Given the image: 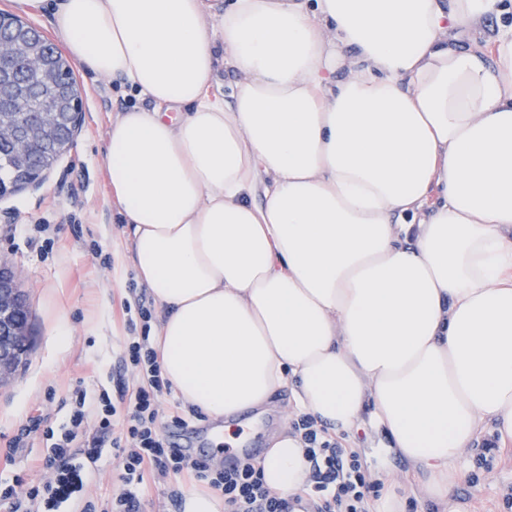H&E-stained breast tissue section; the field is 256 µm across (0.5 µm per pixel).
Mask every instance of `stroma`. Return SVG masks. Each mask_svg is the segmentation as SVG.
Listing matches in <instances>:
<instances>
[{
    "mask_svg": "<svg viewBox=\"0 0 512 512\" xmlns=\"http://www.w3.org/2000/svg\"><path fill=\"white\" fill-rule=\"evenodd\" d=\"M83 97L82 127L71 149L60 156L35 187L0 197V261L18 275L29 309L27 351L14 376L0 384V446L27 424L48 413L64 420L58 401L77 379L111 385L124 325L117 310L122 298L143 292L129 263L125 226L111 193L103 156L106 133L117 112L144 107L134 90L83 66L74 68ZM39 224L47 233L36 232ZM52 252L41 255L44 237ZM110 256L102 265L93 247ZM54 389L57 399L45 398ZM295 411L290 390L278 391L258 416L243 412L258 448H266ZM360 460L384 493L398 495L406 512H506L499 497L512 484V462L489 461L476 471L479 446L466 449L463 471L447 500L430 499L422 472L406 461L383 455L384 438L368 424L350 434Z\"/></svg>",
    "mask_w": 512,
    "mask_h": 512,
    "instance_id": "stroma-1",
    "label": "stroma"
}]
</instances>
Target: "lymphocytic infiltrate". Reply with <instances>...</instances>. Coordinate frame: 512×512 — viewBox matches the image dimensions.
Returning <instances> with one entry per match:
<instances>
[{
  "instance_id": "f902f5d3",
  "label": "lymphocytic infiltrate",
  "mask_w": 512,
  "mask_h": 512,
  "mask_svg": "<svg viewBox=\"0 0 512 512\" xmlns=\"http://www.w3.org/2000/svg\"><path fill=\"white\" fill-rule=\"evenodd\" d=\"M125 336L120 341L118 365L111 386L88 387L76 381L61 404L68 420L57 423L38 415L9 441L5 462L13 449L26 447L31 434L49 441L40 457V480L21 476L0 480V504L6 512H51V502H64L83 493L90 472L83 459L101 457L104 442H111L117 462L121 493L106 501L85 495L80 512H144L149 487L161 488L170 503L181 499L179 482H191L221 491L224 512H375L382 485L363 470L347 436L335 433L317 418L296 413L291 433L298 436L311 464L304 496L286 498L270 491L252 458L234 469L215 468L210 459H191L170 448L165 431L200 420V412L171 397L162 376L161 362L151 336L154 310L146 295L120 304Z\"/></svg>"
}]
</instances>
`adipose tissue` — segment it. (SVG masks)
Returning a JSON list of instances; mask_svg holds the SVG:
<instances>
[{
    "instance_id": "1",
    "label": "adipose tissue",
    "mask_w": 512,
    "mask_h": 512,
    "mask_svg": "<svg viewBox=\"0 0 512 512\" xmlns=\"http://www.w3.org/2000/svg\"><path fill=\"white\" fill-rule=\"evenodd\" d=\"M498 2L57 0L61 48L152 104L103 163L184 403L229 419L296 380L440 499L484 424L512 438V28L458 46ZM259 466L303 494L299 438Z\"/></svg>"
}]
</instances>
